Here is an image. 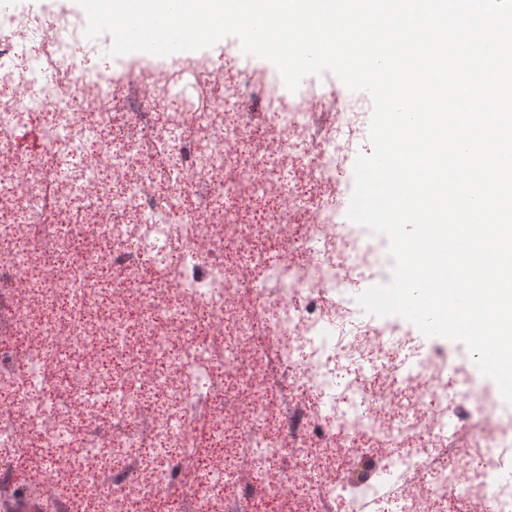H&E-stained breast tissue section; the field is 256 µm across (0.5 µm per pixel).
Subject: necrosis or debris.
Here are the masks:
<instances>
[{
	"label": "necrosis or debris",
	"mask_w": 512,
	"mask_h": 512,
	"mask_svg": "<svg viewBox=\"0 0 512 512\" xmlns=\"http://www.w3.org/2000/svg\"><path fill=\"white\" fill-rule=\"evenodd\" d=\"M0 14V494L56 512H512V404L359 305L370 102L225 45L88 66Z\"/></svg>",
	"instance_id": "necrosis-or-debris-1"
}]
</instances>
